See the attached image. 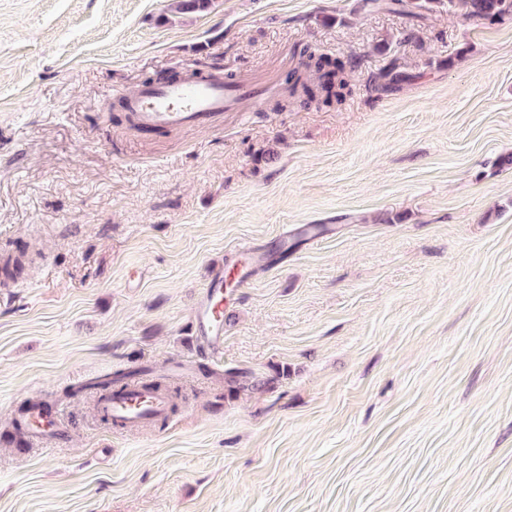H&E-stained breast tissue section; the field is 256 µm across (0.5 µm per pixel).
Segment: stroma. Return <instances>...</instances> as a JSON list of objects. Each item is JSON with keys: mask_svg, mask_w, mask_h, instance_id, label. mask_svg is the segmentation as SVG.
I'll return each instance as SVG.
<instances>
[{"mask_svg": "<svg viewBox=\"0 0 512 512\" xmlns=\"http://www.w3.org/2000/svg\"><path fill=\"white\" fill-rule=\"evenodd\" d=\"M172 5L0 0V431L40 398L63 430L0 444V512H512V18L404 42L358 0ZM300 44L359 57L343 103L158 134L117 107ZM243 246L214 361L194 300ZM128 368L185 402L100 423L88 383Z\"/></svg>", "mask_w": 512, "mask_h": 512, "instance_id": "1", "label": "stroma"}]
</instances>
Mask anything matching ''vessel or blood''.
Listing matches in <instances>:
<instances>
[{"label": "vessel or blood", "instance_id": "vessel-or-blood-1", "mask_svg": "<svg viewBox=\"0 0 512 512\" xmlns=\"http://www.w3.org/2000/svg\"><path fill=\"white\" fill-rule=\"evenodd\" d=\"M269 86L256 77H224L220 72L199 73L174 81L141 85L129 100L137 125L146 131L205 127L225 113L240 111L244 104H259ZM227 275L223 265L209 271L207 283L194 302L195 334L213 358L224 354V288ZM165 394L139 386L99 399V412L130 427L144 425L167 415ZM34 437L48 439L59 432L54 415L42 406L29 411Z\"/></svg>", "mask_w": 512, "mask_h": 512}]
</instances>
